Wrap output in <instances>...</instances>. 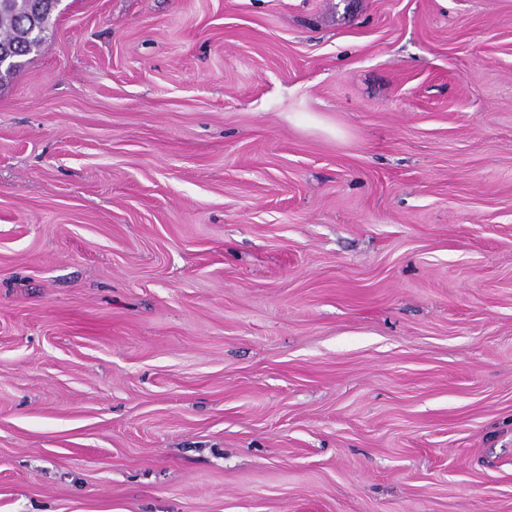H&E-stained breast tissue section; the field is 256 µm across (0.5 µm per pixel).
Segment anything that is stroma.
Returning <instances> with one entry per match:
<instances>
[{"label": "stroma", "instance_id": "35a3bbf8", "mask_svg": "<svg viewBox=\"0 0 512 512\" xmlns=\"http://www.w3.org/2000/svg\"><path fill=\"white\" fill-rule=\"evenodd\" d=\"M0 78V512H512V0H60Z\"/></svg>", "mask_w": 512, "mask_h": 512}]
</instances>
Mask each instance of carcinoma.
Returning <instances> with one entry per match:
<instances>
[{
	"mask_svg": "<svg viewBox=\"0 0 512 512\" xmlns=\"http://www.w3.org/2000/svg\"><path fill=\"white\" fill-rule=\"evenodd\" d=\"M59 0H0V56L12 72L22 66V58L42 44Z\"/></svg>",
	"mask_w": 512,
	"mask_h": 512,
	"instance_id": "1",
	"label": "carcinoma"
}]
</instances>
